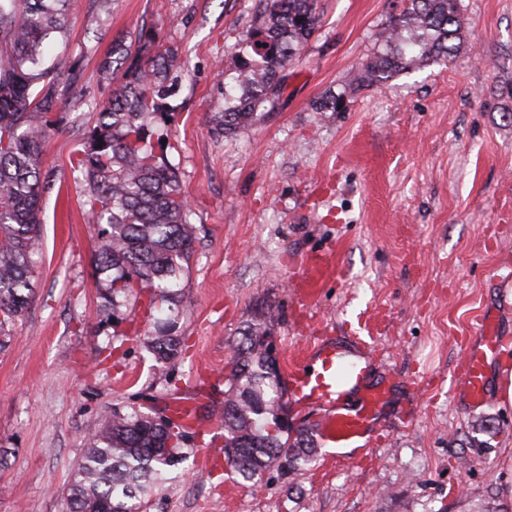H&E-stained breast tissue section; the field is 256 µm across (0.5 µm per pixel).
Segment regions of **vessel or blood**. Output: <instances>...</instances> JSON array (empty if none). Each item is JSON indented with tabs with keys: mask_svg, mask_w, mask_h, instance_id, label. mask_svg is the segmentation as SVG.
Masks as SVG:
<instances>
[{
	"mask_svg": "<svg viewBox=\"0 0 512 512\" xmlns=\"http://www.w3.org/2000/svg\"><path fill=\"white\" fill-rule=\"evenodd\" d=\"M330 273L323 259L303 264L298 280L307 299L317 296L322 281ZM480 343L468 350L460 372V381L471 407L482 406L487 395L486 365L495 358L500 342L496 323L487 316L479 317ZM307 364L291 366L287 373L288 397L295 404L316 412L314 421L319 443L327 448L346 445L364 437L390 390L365 389L368 368L345 358L336 344L318 345L307 353ZM363 390V401L356 408L345 405V397L354 390Z\"/></svg>",
	"mask_w": 512,
	"mask_h": 512,
	"instance_id": "b4317fda",
	"label": "vessel or blood"
}]
</instances>
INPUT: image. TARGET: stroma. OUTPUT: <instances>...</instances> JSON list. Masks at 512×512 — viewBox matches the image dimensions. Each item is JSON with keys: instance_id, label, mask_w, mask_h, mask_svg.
Returning <instances> with one entry per match:
<instances>
[{"instance_id": "1", "label": "stroma", "mask_w": 512, "mask_h": 512, "mask_svg": "<svg viewBox=\"0 0 512 512\" xmlns=\"http://www.w3.org/2000/svg\"><path fill=\"white\" fill-rule=\"evenodd\" d=\"M258 0H81L62 58L89 96L108 88L97 65L115 36L157 31L188 69L169 98V160L178 166L197 240L177 281L189 348L158 365L138 333L100 311L101 228L87 219L70 160L94 123L70 105L46 139L42 247L26 314L0 348V512H69L65 494L84 438L113 407L165 409L196 397L200 430L186 474L145 512H467L489 500L512 512L502 455L512 407H470L458 380L477 347L479 315L512 347V0H458L466 39L447 64L388 86L350 80L380 44L401 0H318L320 26L289 69L284 95L255 125L215 131L224 75L237 63ZM345 92L340 112L313 100ZM335 267L315 303L292 278L297 260ZM279 307L281 364L334 342L365 351L368 386H389L368 437V462L317 459L288 478L234 484L214 420L232 345L256 304ZM488 431L476 429L478 421Z\"/></svg>"}]
</instances>
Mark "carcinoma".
Here are the masks:
<instances>
[{
  "mask_svg": "<svg viewBox=\"0 0 512 512\" xmlns=\"http://www.w3.org/2000/svg\"><path fill=\"white\" fill-rule=\"evenodd\" d=\"M260 2L234 75L224 84V111L213 118L215 130L226 136L255 124L278 102L288 66L318 28L317 0ZM79 6L80 0H0V330L32 302L41 198L54 181L43 171L42 147L60 112L79 102L96 114L72 169L87 214L105 225L96 259L112 278L100 298L117 318L132 300L141 302L148 318L167 306L169 317L144 341L154 361L165 365L185 350L177 327L182 294L174 281L196 237L180 171L162 144L170 119L166 100L185 61L151 31L140 33L134 47L116 38L99 63L109 95L86 98L63 66L43 64L46 43L68 38ZM464 28L457 0H402L352 83L383 87L404 71L446 63L459 49ZM343 102L342 95L330 93L314 108L336 112ZM275 318L271 304L255 309L233 344L224 376V459L243 488L257 486L272 470L284 478L303 470L317 448L312 427L292 434L283 417L276 359L260 340ZM193 452L179 425L161 423L133 404L118 407L103 416L74 465L67 485L70 512H139Z\"/></svg>",
  "mask_w": 512,
  "mask_h": 512,
  "instance_id": "cac0c4a2",
  "label": "carcinoma"
}]
</instances>
